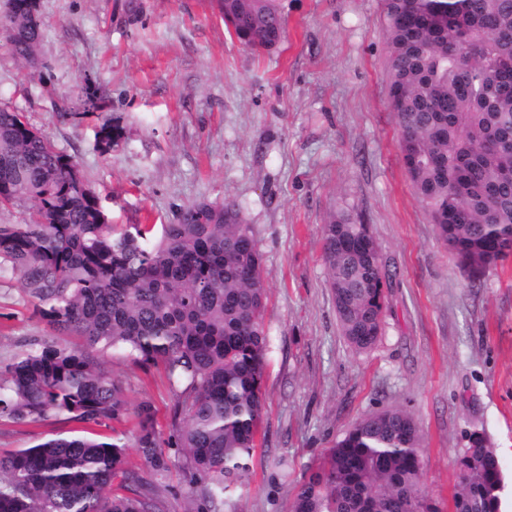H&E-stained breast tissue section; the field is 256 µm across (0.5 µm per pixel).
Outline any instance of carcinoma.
Returning <instances> with one entry per match:
<instances>
[{
	"label": "carcinoma",
	"instance_id": "carcinoma-1",
	"mask_svg": "<svg viewBox=\"0 0 512 512\" xmlns=\"http://www.w3.org/2000/svg\"><path fill=\"white\" fill-rule=\"evenodd\" d=\"M228 31L270 50L284 36L274 0H224ZM4 46L36 60L40 14L5 0ZM389 103L399 150L439 239L479 271L512 251V0H383ZM464 36L467 48L448 54ZM120 128L95 127L108 153ZM0 278L34 301L33 315L67 344L35 340L0 362V420L65 417L134 422L132 444L67 435L0 452V512H160L138 490L126 448L163 477L155 411L131 404L99 361L108 351L163 371L183 425L171 446L189 472L188 512H219L224 492L250 475L263 413L266 285L253 228L230 202H198L176 222L108 224L77 163L23 113L0 106ZM323 259L342 336L370 349L382 332L390 273L353 207L322 225ZM423 436L413 416L385 409L359 418L296 486L291 512H439L420 495ZM453 512H500L498 456L483 433L457 459Z\"/></svg>",
	"mask_w": 512,
	"mask_h": 512
}]
</instances>
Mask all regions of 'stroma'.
Instances as JSON below:
<instances>
[{
	"label": "stroma",
	"mask_w": 512,
	"mask_h": 512,
	"mask_svg": "<svg viewBox=\"0 0 512 512\" xmlns=\"http://www.w3.org/2000/svg\"><path fill=\"white\" fill-rule=\"evenodd\" d=\"M281 44L255 52L214 0H39L36 63L0 46V102L73 158L108 221L168 224L199 201H233L263 254L269 337L264 414L247 482L223 512H290L293 486L358 418L402 408L423 435L422 486L448 512L465 434L484 432L512 512V256L475 274L439 239L398 148L389 108L382 0H275ZM122 138L94 139L84 85ZM72 115L59 117L54 102ZM361 212L391 274L381 336H342L322 259L332 211ZM51 340L16 282L0 280V359ZM105 366L132 403L150 401L161 437L176 398L164 374L117 354ZM108 426L0 421V448Z\"/></svg>",
	"instance_id": "35a3bbf8"
}]
</instances>
